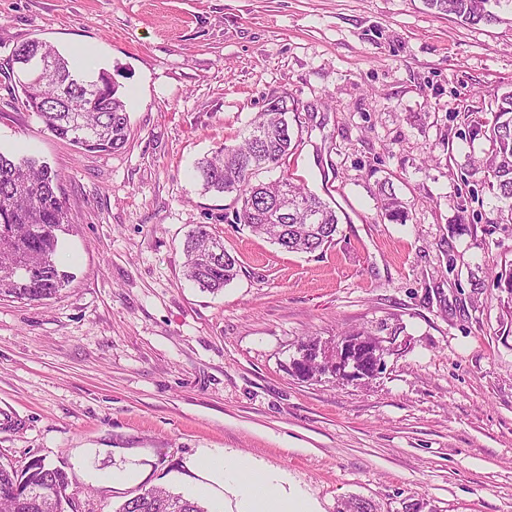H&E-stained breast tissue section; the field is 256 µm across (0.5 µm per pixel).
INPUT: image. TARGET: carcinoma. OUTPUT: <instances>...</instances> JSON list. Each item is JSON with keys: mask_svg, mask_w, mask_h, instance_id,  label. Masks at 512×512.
Instances as JSON below:
<instances>
[{"mask_svg": "<svg viewBox=\"0 0 512 512\" xmlns=\"http://www.w3.org/2000/svg\"><path fill=\"white\" fill-rule=\"evenodd\" d=\"M436 13L454 15L469 24H490L496 9L512 0H423ZM30 52H12L19 65L24 100L39 103L36 114L54 135L78 151L120 150L128 141V113L119 85L102 71L91 81L77 76L70 62L54 46L39 40L25 42ZM40 53L55 59L58 78L38 79L34 58ZM81 111L69 110V102ZM488 137L491 150L476 171L501 202L495 222L512 221V93L488 119L467 110L453 138L470 141ZM297 148L288 122L284 99L268 102L250 122L248 137L238 145L224 146L196 166L205 192L235 193L241 205L224 213V222L241 224L288 253L324 251L335 242L339 217L335 208L317 194L281 175L258 181L262 170H273ZM58 175L33 157L16 158L0 151V295L26 302L51 299L69 282L70 275L58 269L59 234L68 231L65 202L57 195ZM380 208L390 220L404 224L407 208L386 184H380ZM186 278L199 288L217 292L237 275V261L224 250V242L205 225L191 230L184 242ZM353 358L366 374L378 370V342L362 333ZM325 356L320 346L308 343L293 359L294 376L310 380L324 374ZM75 475L32 460L24 470L10 465L0 468V512H68L72 499L67 489ZM115 512H206L195 499L163 489H150L125 501Z\"/></svg>", "mask_w": 512, "mask_h": 512, "instance_id": "cac0c4a2", "label": "carcinoma"}]
</instances>
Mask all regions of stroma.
Returning a JSON list of instances; mask_svg holds the SVG:
<instances>
[{
	"mask_svg": "<svg viewBox=\"0 0 512 512\" xmlns=\"http://www.w3.org/2000/svg\"><path fill=\"white\" fill-rule=\"evenodd\" d=\"M469 25L423 0H0V149L59 176L71 280L41 303L0 297V463L71 469L73 512L136 494L191 495L193 459L253 457L318 512H512V323L496 286L512 224L480 176L490 148L449 142L465 108L512 92V9ZM89 52L125 95L130 136L80 153L23 104L12 50ZM286 98L289 171L340 217L334 245L286 253L225 223L230 194L195 165ZM389 181L409 219L382 213ZM477 230L458 224L459 205ZM198 224L238 275L218 293L184 276ZM399 327L396 336L385 327ZM375 335L377 375L303 382L301 344ZM136 466L135 483L98 475Z\"/></svg>",
	"mask_w": 512,
	"mask_h": 512,
	"instance_id": "stroma-1",
	"label": "stroma"
}]
</instances>
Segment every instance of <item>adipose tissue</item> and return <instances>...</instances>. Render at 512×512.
I'll return each instance as SVG.
<instances>
[{
	"mask_svg": "<svg viewBox=\"0 0 512 512\" xmlns=\"http://www.w3.org/2000/svg\"><path fill=\"white\" fill-rule=\"evenodd\" d=\"M192 466L205 477L195 491L212 500L213 512H224L226 487L238 498V512H314L306 494L286 489L279 473L260 468L252 457L204 453Z\"/></svg>",
	"mask_w": 512,
	"mask_h": 512,
	"instance_id": "1",
	"label": "adipose tissue"
}]
</instances>
